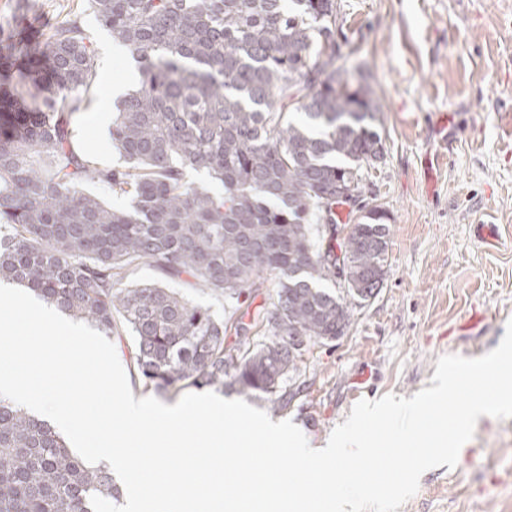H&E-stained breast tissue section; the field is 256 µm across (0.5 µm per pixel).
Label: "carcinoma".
I'll return each mask as SVG.
<instances>
[{"instance_id":"1","label":"carcinoma","mask_w":512,"mask_h":512,"mask_svg":"<svg viewBox=\"0 0 512 512\" xmlns=\"http://www.w3.org/2000/svg\"><path fill=\"white\" fill-rule=\"evenodd\" d=\"M138 64L112 142L127 160L99 170L73 146L71 115L99 80L84 29L0 45V282L33 291L110 336L134 340L145 389L226 387L272 408L311 345L345 334L386 276L387 211L363 206L336 229V188L383 157L381 105L336 57L339 0H88ZM204 169L213 194L185 180ZM130 197L114 210L83 185ZM146 262L164 279L238 300L278 280L275 298L226 324L179 292L124 286ZM323 281H339L332 291ZM264 340L226 343L228 329ZM54 427L0 399V512H93L119 498Z\"/></svg>"}]
</instances>
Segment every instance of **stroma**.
I'll return each instance as SVG.
<instances>
[{
    "mask_svg": "<svg viewBox=\"0 0 512 512\" xmlns=\"http://www.w3.org/2000/svg\"><path fill=\"white\" fill-rule=\"evenodd\" d=\"M33 26L77 21L96 52L101 84L72 116L73 142L94 167L124 161L110 136L112 84L138 80L131 53L113 42L85 0H29ZM343 67L367 80L382 105L384 158L371 168L366 205L387 210L390 247L378 295L355 308L336 341L310 346L282 410L314 448L363 398L412 397L430 387L438 357L475 358L498 347L512 319V0H341ZM453 119L448 145L433 135L436 113ZM493 225L495 245H477L475 225ZM487 315L470 327L472 314ZM397 512H512V418L480 416L455 469L426 471Z\"/></svg>",
    "mask_w": 512,
    "mask_h": 512,
    "instance_id": "35a3bbf8",
    "label": "stroma"
}]
</instances>
